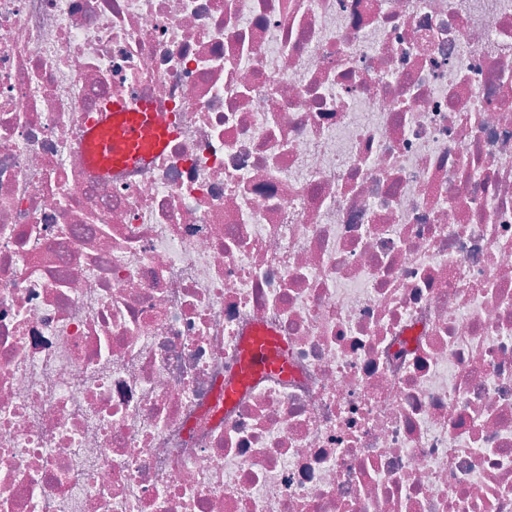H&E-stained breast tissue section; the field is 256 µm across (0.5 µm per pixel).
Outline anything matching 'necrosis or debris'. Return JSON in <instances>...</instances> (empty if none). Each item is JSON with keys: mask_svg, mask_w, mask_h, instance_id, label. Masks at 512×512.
<instances>
[{"mask_svg": "<svg viewBox=\"0 0 512 512\" xmlns=\"http://www.w3.org/2000/svg\"><path fill=\"white\" fill-rule=\"evenodd\" d=\"M0 512H512V0H0ZM171 137L168 120L148 101L130 104L112 99L87 129L84 144L93 146L89 163L100 173L147 162ZM285 368L286 364L280 355L279 341L276 337L267 334L252 337L245 347L239 380L224 384L225 402L232 400L238 389L256 374Z\"/></svg>", "mask_w": 512, "mask_h": 512, "instance_id": "1", "label": "necrosis or debris"}]
</instances>
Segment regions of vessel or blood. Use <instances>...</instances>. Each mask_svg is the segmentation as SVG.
Returning a JSON list of instances; mask_svg holds the SVG:
<instances>
[{
	"label": "vessel or blood",
	"mask_w": 512,
	"mask_h": 512,
	"mask_svg": "<svg viewBox=\"0 0 512 512\" xmlns=\"http://www.w3.org/2000/svg\"><path fill=\"white\" fill-rule=\"evenodd\" d=\"M171 137L165 113L147 101L135 104L116 98L100 112L87 129L84 141L92 145L89 163L102 174L115 168L147 162L161 151ZM276 337L261 334L246 344L239 382L225 383L224 398L232 400L240 382L268 370L284 369Z\"/></svg>",
	"instance_id": "vessel-or-blood-1"
}]
</instances>
